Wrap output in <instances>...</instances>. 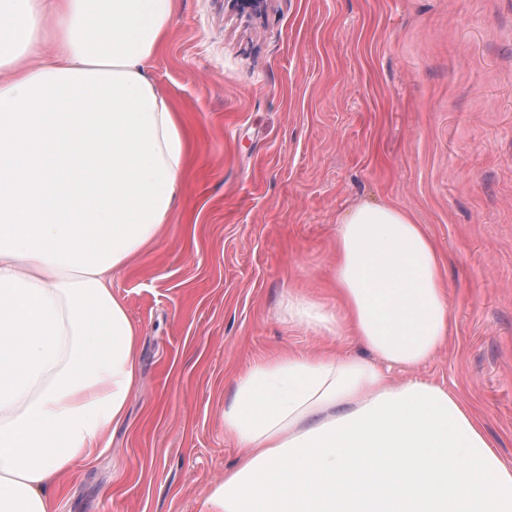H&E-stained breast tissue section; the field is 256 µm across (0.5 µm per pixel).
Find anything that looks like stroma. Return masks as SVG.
<instances>
[{"label": "stroma", "mask_w": 512, "mask_h": 512, "mask_svg": "<svg viewBox=\"0 0 512 512\" xmlns=\"http://www.w3.org/2000/svg\"><path fill=\"white\" fill-rule=\"evenodd\" d=\"M152 67L193 133L187 203L112 282L140 330L138 389L56 512H199L238 456L237 377L353 350L281 304L338 307L336 226L361 202L435 240L455 329L416 375L472 405L512 465V0H178Z\"/></svg>", "instance_id": "stroma-1"}]
</instances>
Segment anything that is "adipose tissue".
<instances>
[{
  "instance_id": "1",
  "label": "adipose tissue",
  "mask_w": 512,
  "mask_h": 512,
  "mask_svg": "<svg viewBox=\"0 0 512 512\" xmlns=\"http://www.w3.org/2000/svg\"><path fill=\"white\" fill-rule=\"evenodd\" d=\"M174 12L0 0V512H54L137 389L140 332L112 280L185 196L189 133L151 70ZM335 255L339 309L291 291L282 314L357 352L288 351L238 377L239 456L200 512H512V465L477 413L412 374L454 328L433 238L365 202Z\"/></svg>"
}]
</instances>
